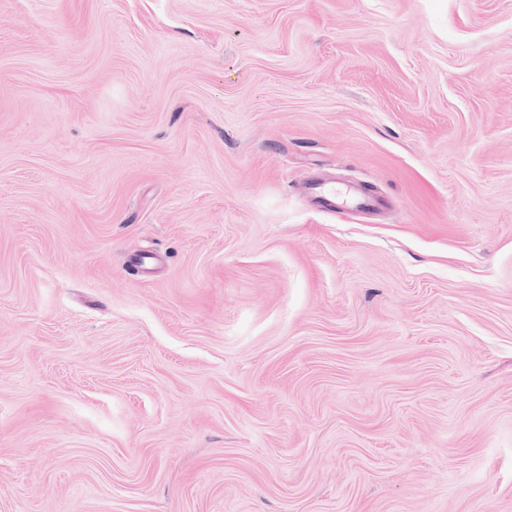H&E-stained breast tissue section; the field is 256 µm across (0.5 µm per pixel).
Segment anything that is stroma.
<instances>
[{"label":"stroma","mask_w":512,"mask_h":512,"mask_svg":"<svg viewBox=\"0 0 512 512\" xmlns=\"http://www.w3.org/2000/svg\"><path fill=\"white\" fill-rule=\"evenodd\" d=\"M0 512H512V0H0ZM309 192L314 196L317 205L324 211L336 212V209L365 210L374 207L376 200L363 190L349 191L343 196L336 195V190L321 183H313Z\"/></svg>","instance_id":"35a3bbf8"}]
</instances>
